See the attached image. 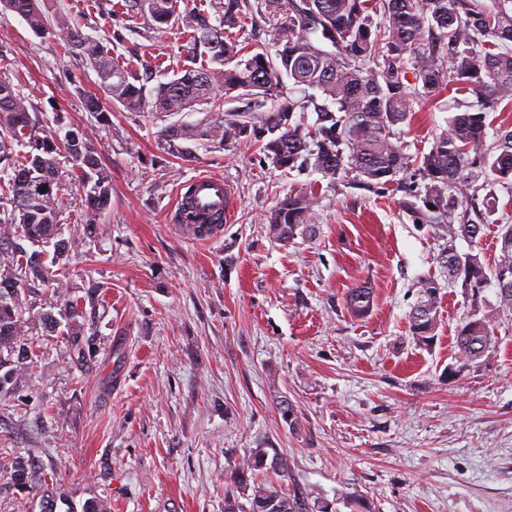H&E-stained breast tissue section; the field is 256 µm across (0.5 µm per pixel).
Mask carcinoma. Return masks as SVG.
<instances>
[{"mask_svg":"<svg viewBox=\"0 0 512 512\" xmlns=\"http://www.w3.org/2000/svg\"><path fill=\"white\" fill-rule=\"evenodd\" d=\"M43 0H0V17H22L33 32L58 39L64 49L82 56L96 72L98 87L109 101L129 112L145 108L138 76L120 65L103 45L83 34L66 14L49 16ZM246 0H213L219 25L206 12H179L175 0H124V7L145 11L157 28L176 27L187 34L185 63L158 85L153 98L157 112L176 115L197 105L222 111L216 97L249 100L251 112H230L208 123L200 135L220 140L251 135L262 141L272 166L293 169L298 161H313L314 169L335 179L352 172L356 177L386 187L406 167L410 158L396 138V127L411 121L416 107L444 90L470 93L477 111L458 112L448 121L430 151L419 159L424 185V205L440 216L458 205L455 190L467 181L465 170L475 169L495 180H512V129L497 133L494 146L485 147L487 117L500 104L512 101V9L507 0H264L271 22V42L276 54L253 49L237 39L234 29L243 25ZM382 13L373 24L372 14ZM448 48L444 61L436 46ZM295 86L317 89L321 104L309 100H283L284 79ZM85 109L106 119L107 107L96 94L83 95ZM313 108L317 118L305 125L295 113ZM36 119L13 84L0 80V164L12 171L0 186V396L8 394L20 372L30 367L32 354L24 342L25 323L20 296L31 279L49 281L45 255L53 247L51 263L68 257L72 241L63 237L58 216L64 205L67 175L90 184L85 207L101 212L111 202V181L100 167L95 149L81 134L35 139L32 150L14 157L6 152V134L21 139L32 134ZM165 140H189L195 133L172 123L162 129ZM71 164L63 170L61 162ZM47 190H42V187ZM315 197L290 196L269 216V231L280 240H293L315 232ZM484 225L464 222L448 225L445 263L448 277L462 278V286L480 290L488 280L478 256L458 253L456 239L474 242ZM499 261L491 270L498 288V312L512 311V224L499 226ZM419 300L408 315L412 335L431 338L436 320L439 285L419 282ZM58 312L41 314L46 331L72 338L77 361L90 351L81 343L82 324L73 301L53 288ZM345 304L356 314L372 304L367 288H352ZM67 329H61V326ZM455 342L461 359H481L492 345L490 320L479 310L460 323ZM11 479L31 487L28 465L12 463ZM288 461L280 453L255 449L244 463L233 466L224 492V512H328L312 503L296 485L283 489ZM251 491L247 503L237 492Z\"/></svg>","mask_w":512,"mask_h":512,"instance_id":"1","label":"carcinoma"}]
</instances>
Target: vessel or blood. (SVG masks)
I'll use <instances>...</instances> for the list:
<instances>
[{"mask_svg":"<svg viewBox=\"0 0 512 512\" xmlns=\"http://www.w3.org/2000/svg\"><path fill=\"white\" fill-rule=\"evenodd\" d=\"M193 204L195 222L179 225V232L187 239L199 242L220 240L224 233V220L231 212L230 192L222 179L199 175L179 192L174 208L182 210Z\"/></svg>","mask_w":512,"mask_h":512,"instance_id":"vessel-or-blood-1","label":"vessel or blood"}]
</instances>
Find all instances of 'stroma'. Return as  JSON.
<instances>
[{
	"label": "stroma",
	"mask_w": 512,
	"mask_h": 512,
	"mask_svg": "<svg viewBox=\"0 0 512 512\" xmlns=\"http://www.w3.org/2000/svg\"><path fill=\"white\" fill-rule=\"evenodd\" d=\"M140 76L167 81L187 37L156 29L116 0H46ZM0 79L23 95L35 137L83 134L111 179L109 208L88 218L83 184L65 182V230L86 223L68 261L54 269L86 312V364L67 337L38 317L42 282L22 293L33 365L0 398V512H224L225 476L258 448L277 449L290 479L332 512H512V315L497 288L481 307L492 345L466 364L455 330L474 307L443 263L447 232L424 206L416 165L387 189L309 165L275 169L250 138L168 142L171 122L190 127L212 112L169 117L112 106L108 122L87 112L82 92L98 79L58 41L15 14L0 19ZM471 95L444 92L401 125L406 154L428 152ZM208 174L234 199L221 241L183 239L171 212L180 187ZM313 192L315 234L283 241L267 216L284 198ZM450 223L484 225L459 253L494 267L500 225L512 224V182L474 177L456 192ZM496 199L486 213L484 197ZM440 285L434 337L408 329L418 284ZM369 288L368 313H351L349 289ZM297 412L287 424L276 404ZM28 461L43 493L16 487L9 466Z\"/></svg>",
	"instance_id": "obj_1"
}]
</instances>
